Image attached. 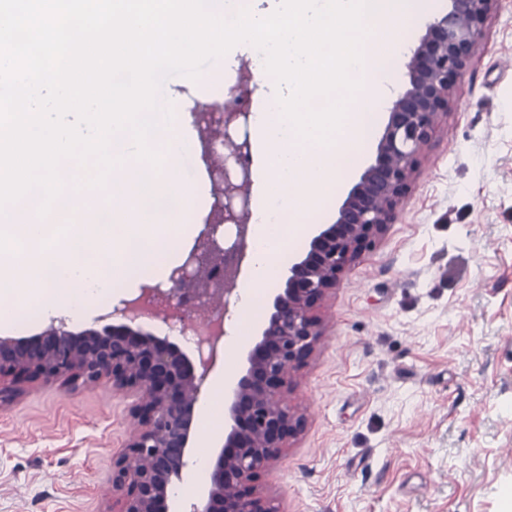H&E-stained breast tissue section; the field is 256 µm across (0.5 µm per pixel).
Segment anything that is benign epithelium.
I'll return each instance as SVG.
<instances>
[{"label":"benign epithelium","instance_id":"7a95c632","mask_svg":"<svg viewBox=\"0 0 512 512\" xmlns=\"http://www.w3.org/2000/svg\"><path fill=\"white\" fill-rule=\"evenodd\" d=\"M446 14L433 19L414 49L409 83L393 102L376 157L307 252L288 269L284 287L273 298L263 329L229 397L230 426L211 462L206 497L189 512H279L257 485L302 433L303 413L287 397L296 376L324 335L319 310L341 275L381 238L393 223L422 152L438 119L448 112L457 83L472 67L483 25L498 0H448ZM256 84L242 73L224 94L227 107L214 122L208 112L194 113L215 205L185 265L175 269L166 290L142 288L140 297L121 302L101 327L71 330L51 319L31 337L0 336V408L17 395L11 383L58 380L71 390L106 380L114 392L131 399L134 426L125 449L112 462V506L116 512H164V502L188 466L196 438V409L209 375L224 355V321L206 319L208 352L192 360L180 349L142 329L149 315L185 331L186 321L171 314L177 297L195 291L229 311L234 286L250 261L251 171L250 113L236 107L250 100ZM224 268V287L215 288L211 268Z\"/></svg>","mask_w":512,"mask_h":512}]
</instances>
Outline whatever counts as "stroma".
Here are the masks:
<instances>
[{
  "mask_svg": "<svg viewBox=\"0 0 512 512\" xmlns=\"http://www.w3.org/2000/svg\"><path fill=\"white\" fill-rule=\"evenodd\" d=\"M215 63L172 76L162 98L213 103ZM380 116L353 171L308 215L245 336L224 349L238 374L292 259L374 161ZM167 276L132 272L94 300L79 331ZM326 331L289 395L304 432L259 479L281 512H503L512 491V0L484 25L419 159L393 224L324 302ZM131 432L109 382H26L0 409V512H110L112 460Z\"/></svg>",
  "mask_w": 512,
  "mask_h": 512,
  "instance_id": "35a3bbf8",
  "label": "stroma"
}]
</instances>
